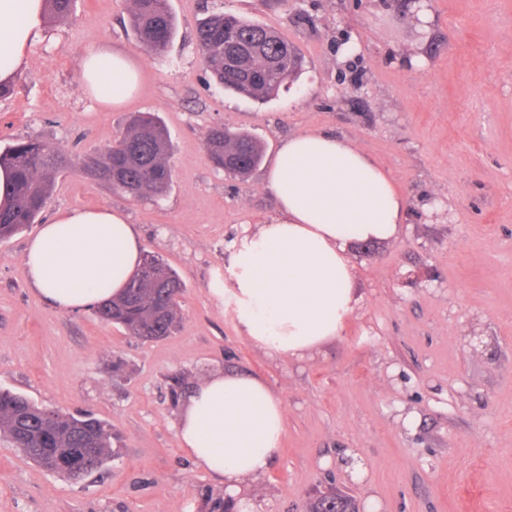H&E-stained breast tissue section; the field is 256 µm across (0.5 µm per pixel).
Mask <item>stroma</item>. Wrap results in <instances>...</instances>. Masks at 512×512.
I'll use <instances>...</instances> for the list:
<instances>
[{
  "label": "stroma",
  "mask_w": 512,
  "mask_h": 512,
  "mask_svg": "<svg viewBox=\"0 0 512 512\" xmlns=\"http://www.w3.org/2000/svg\"><path fill=\"white\" fill-rule=\"evenodd\" d=\"M169 3L179 31L157 57L127 31L130 0H76L47 20L0 97V150L38 137L81 154L109 145L130 113L158 114L174 170L161 201L74 173L40 220L124 208L145 251L186 285L177 329L142 342L93 310L56 312L27 284L29 232L0 242V389L112 431L110 458L80 481L0 437V512H208L224 493L179 448L176 421L215 370L264 379L285 409L281 452L250 489L254 512H307L331 487L363 512H512V0H432L416 14L386 0ZM218 4L296 46L305 68L289 91L262 104L210 83L195 30ZM343 29L359 37L353 85L339 79ZM98 47L143 71L121 107L81 89L80 60ZM220 124L259 137L270 159L294 135L335 134L404 197L393 236L350 247L354 310L303 359L254 346L233 302L209 294L232 241L276 213L266 167L242 181L210 162L204 138ZM349 451L362 478L342 465Z\"/></svg>",
  "instance_id": "obj_1"
}]
</instances>
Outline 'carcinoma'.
<instances>
[{"instance_id":"1","label":"carcinoma","mask_w":512,"mask_h":512,"mask_svg":"<svg viewBox=\"0 0 512 512\" xmlns=\"http://www.w3.org/2000/svg\"><path fill=\"white\" fill-rule=\"evenodd\" d=\"M75 0H47L55 19L68 16ZM129 27L147 52L165 54L177 34L169 0H132ZM288 40L274 29L214 9L196 28V48L205 69L219 86L257 102L290 89L303 70L298 50L287 52ZM251 53L240 66L224 61L241 48ZM205 149L214 166L244 179L264 161L265 146L256 136L222 126L208 130ZM166 127L151 112L132 115L112 146L73 155L39 138L19 141L0 153V165L13 171L12 199L0 207V240L36 223L59 177L77 171L84 178L141 200L162 199L173 181ZM144 275L136 274L122 293L102 303L96 315L129 335L151 341L170 335L180 322L179 298L185 284L157 255L147 254ZM0 435L43 468L69 480L100 470L112 448V432L90 415L74 416L40 406L25 396L0 389ZM331 490L310 503V512H349Z\"/></svg>"}]
</instances>
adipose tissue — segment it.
I'll list each match as a JSON object with an SVG mask.
<instances>
[{
    "instance_id": "adipose-tissue-1",
    "label": "adipose tissue",
    "mask_w": 512,
    "mask_h": 512,
    "mask_svg": "<svg viewBox=\"0 0 512 512\" xmlns=\"http://www.w3.org/2000/svg\"><path fill=\"white\" fill-rule=\"evenodd\" d=\"M46 0H0V84L19 75L40 38ZM86 95L118 107L142 86L140 68L109 48L80 62ZM272 219L234 241L232 286L214 275L216 302L232 298L245 336L267 354L301 359L336 338L354 308L347 246L391 237L404 200L389 176L349 141L325 132L289 138L267 174ZM143 242L125 210L58 211L26 245L29 286L53 309L73 313L118 295L136 272ZM177 440L224 490L233 512H253L249 486L279 455L281 400L260 378L216 370L192 389Z\"/></svg>"
}]
</instances>
